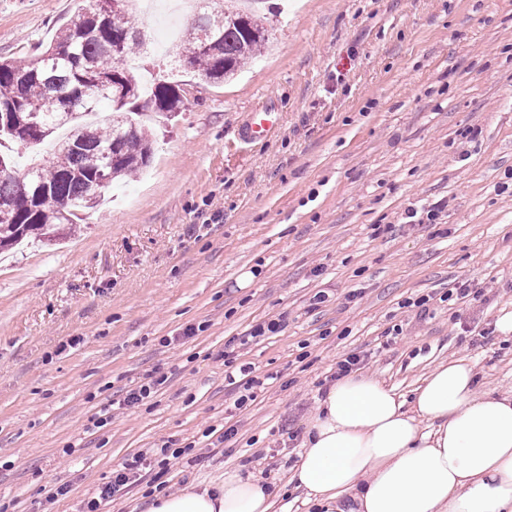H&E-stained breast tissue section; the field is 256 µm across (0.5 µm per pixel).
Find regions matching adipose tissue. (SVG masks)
I'll return each mask as SVG.
<instances>
[{
  "label": "adipose tissue",
  "instance_id": "obj_1",
  "mask_svg": "<svg viewBox=\"0 0 512 512\" xmlns=\"http://www.w3.org/2000/svg\"><path fill=\"white\" fill-rule=\"evenodd\" d=\"M291 480L327 512H512V393L479 390L475 363L451 359L411 399L378 380L333 383L307 423ZM254 475L158 495L147 512H274Z\"/></svg>",
  "mask_w": 512,
  "mask_h": 512
}]
</instances>
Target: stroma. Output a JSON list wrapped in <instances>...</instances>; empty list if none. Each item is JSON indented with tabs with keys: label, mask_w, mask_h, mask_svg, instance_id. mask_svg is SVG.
Instances as JSON below:
<instances>
[{
	"label": "stroma",
	"mask_w": 512,
	"mask_h": 512,
	"mask_svg": "<svg viewBox=\"0 0 512 512\" xmlns=\"http://www.w3.org/2000/svg\"><path fill=\"white\" fill-rule=\"evenodd\" d=\"M78 10L0 0V56L25 57ZM258 13L274 43L222 87L144 52L143 86L185 96L159 128L160 166L122 182L66 246L0 263L7 512H79L115 466L166 442L200 456L173 464L175 490L240 470L274 484L279 512H307L289 470L352 351L403 397L457 357L482 391H512V332L498 326L512 315V0H264ZM268 105L276 133L240 141ZM434 204L435 223L409 221ZM462 280L477 299L447 300ZM283 313L282 331L239 346L264 384L235 408L225 343ZM157 365L169 382L156 397L97 427ZM227 423L236 436L210 446L204 430ZM62 484L68 496L42 505L41 488Z\"/></svg>",
	"instance_id": "stroma-1"
}]
</instances>
